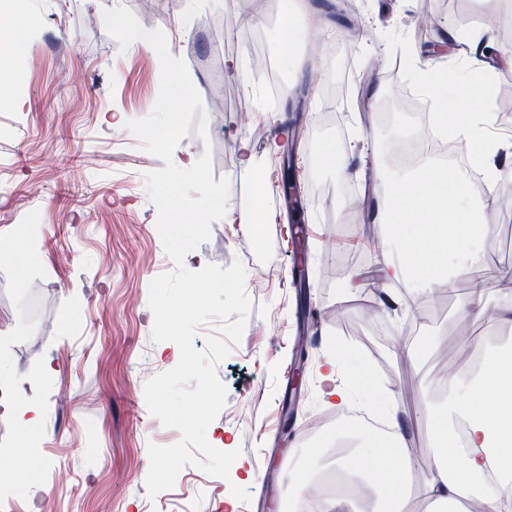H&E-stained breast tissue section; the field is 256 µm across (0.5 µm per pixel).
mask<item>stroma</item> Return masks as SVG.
Here are the masks:
<instances>
[{
	"label": "stroma",
	"mask_w": 512,
	"mask_h": 512,
	"mask_svg": "<svg viewBox=\"0 0 512 512\" xmlns=\"http://www.w3.org/2000/svg\"><path fill=\"white\" fill-rule=\"evenodd\" d=\"M271 0H0V13L22 14L33 22L23 42L0 52V65L16 66V77L0 84V246L10 247L13 230L27 225L26 245L34 257L27 280L12 263L0 262V385L41 381L39 402L44 433L19 447L17 425L0 414V464L11 465L17 449L37 464L49 488L29 503L19 487L0 483V512H173L193 502L194 512H289L290 480L305 476L300 448L323 449L335 429L308 431L312 415L333 417L322 398L324 360L310 350L297 393V425L277 422L288 393L282 379L295 358L296 321L313 311L322 332H335L344 318L346 346L363 369L362 381L397 407L403 441L429 436L434 392L447 363L463 341L473 351L512 345V333L484 335L480 323L458 310L474 283L500 281L512 269V184L499 187L484 212L489 224L483 262L457 276L452 290L438 294V316L424 325L404 354L393 343L406 335L407 316L378 312L392 339L379 341L364 305L384 261L387 230L373 224L374 166L387 174L397 166L392 146L404 124L384 119L395 92L414 89V69H395L397 58L414 47L437 43L421 35L419 13L439 8L443 30L479 41L494 26L512 29V0H357V14L342 0H308L306 37L296 50L299 73H285L275 100L261 80L224 76L228 59L251 66L245 18L270 22L265 46L276 53L278 28ZM123 7L148 30H161L170 53L182 58L208 115L206 137L189 134L174 150L182 156L210 152L214 180L230 184L225 216L213 222L210 238L189 252L187 269L241 261L245 289L253 302L240 343L217 366L226 402L207 430L222 451H239L228 478L188 465L173 488L148 498V446L170 445L177 430L161 425L144 400L150 377L173 368L180 357L172 342H153L149 285L173 271L157 230L158 211L145 176L163 168L113 118L149 116L160 89L161 68L152 47L120 48L107 33L104 9ZM308 87L304 112H290L294 91ZM256 124L241 127L240 113ZM289 113L301 122L299 142L279 139L295 153L304 217L317 225L308 253V288L288 285L285 224H269L259 246L238 217L256 193V171H270L276 119ZM249 142L253 170L241 166V144ZM347 164L345 177L337 161ZM251 480H244L243 470Z\"/></svg>",
	"instance_id": "stroma-1"
}]
</instances>
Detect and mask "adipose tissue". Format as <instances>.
<instances>
[{
  "label": "adipose tissue",
  "instance_id": "1",
  "mask_svg": "<svg viewBox=\"0 0 512 512\" xmlns=\"http://www.w3.org/2000/svg\"><path fill=\"white\" fill-rule=\"evenodd\" d=\"M420 91L436 102L453 98L452 112L436 113L438 124H451V150L466 151L474 169L496 140L494 115L479 111L482 94L493 79L479 58H471L454 85L431 68L416 72ZM387 199L381 223L392 225L401 256L385 260L377 271L384 287L400 283L411 267L421 268L428 282H452L448 259L464 264L478 262L477 243L484 239L486 199L477 196L469 178L441 165L431 164L414 173L384 183ZM466 317L487 330L512 329V290L475 284L459 306ZM477 372L444 380L445 400L431 426L426 448L404 449L395 455L390 471L374 467V451L381 443L398 441L400 426L395 407L387 409V432L368 434L369 446L349 458H338L336 467L347 480L365 490L363 499L332 502L333 512H457L464 500H478L484 512H512V351L482 352ZM40 383L28 380L17 387L15 399L1 403L0 412L15 417L20 440L42 431L37 395ZM464 424L465 441L457 443L455 427ZM426 459L427 474L416 477L417 459Z\"/></svg>",
  "mask_w": 512,
  "mask_h": 512
}]
</instances>
